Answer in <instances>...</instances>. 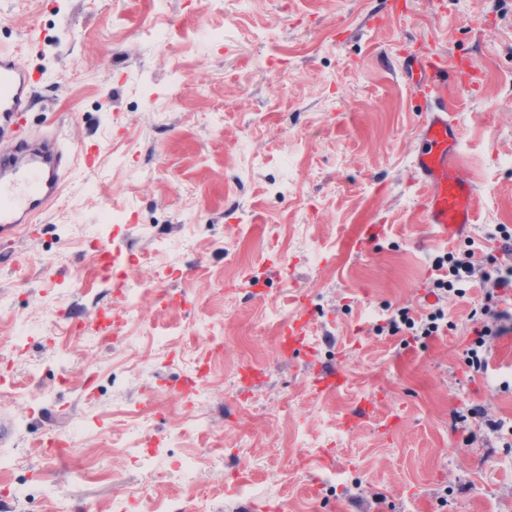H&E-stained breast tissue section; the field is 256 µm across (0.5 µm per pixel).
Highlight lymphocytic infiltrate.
<instances>
[{
	"instance_id": "f902f5d3",
	"label": "lymphocytic infiltrate",
	"mask_w": 512,
	"mask_h": 512,
	"mask_svg": "<svg viewBox=\"0 0 512 512\" xmlns=\"http://www.w3.org/2000/svg\"><path fill=\"white\" fill-rule=\"evenodd\" d=\"M490 240L499 242L498 254H487L484 262L474 259L473 250L457 254L446 253L433 263L439 275L433 278L430 292L435 298L427 314L413 318L409 309H401L387 321L389 334L409 331L416 337H428L448 326L442 303L449 296H464L469 288L480 286L485 290V301L473 310L471 321L481 323L473 345L468 350L467 364L474 371L487 368L488 339L512 330V309L504 308L505 293H512V233L505 227L495 226L489 232Z\"/></svg>"
}]
</instances>
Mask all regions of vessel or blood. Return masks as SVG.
<instances>
[{"mask_svg": "<svg viewBox=\"0 0 512 512\" xmlns=\"http://www.w3.org/2000/svg\"><path fill=\"white\" fill-rule=\"evenodd\" d=\"M404 74L426 108L417 129L413 167L430 192L423 205L426 223L446 236L464 235L476 223L480 195L472 170L461 156L462 132L457 119L461 93L468 91L479 69L473 61L447 59L426 50L405 52ZM32 73L14 53L0 49V237L24 224L59 198L65 178L77 167L91 169L92 154H79L57 137L32 139L23 131L31 107ZM348 382L343 366L322 370L315 382L324 395Z\"/></svg>", "mask_w": 512, "mask_h": 512, "instance_id": "vessel-or-blood-1", "label": "vessel or blood"}]
</instances>
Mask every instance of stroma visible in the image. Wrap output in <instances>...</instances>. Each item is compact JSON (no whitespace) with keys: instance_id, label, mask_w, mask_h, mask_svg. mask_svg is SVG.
Here are the masks:
<instances>
[{"instance_id":"35a3bbf8","label":"stroma","mask_w":512,"mask_h":512,"mask_svg":"<svg viewBox=\"0 0 512 512\" xmlns=\"http://www.w3.org/2000/svg\"><path fill=\"white\" fill-rule=\"evenodd\" d=\"M408 3L390 20V0H0V48L36 78L29 127L96 155L0 244V461L43 486L4 512H512V435L453 426L470 406L512 422V331L487 371L465 361L484 289L449 297L443 335L376 332L395 309L421 314L434 257L465 246L423 222L404 51L483 61L457 108L481 196L471 233L512 230V0ZM110 211L139 224L134 247ZM367 224L384 234L366 247ZM103 238L114 274L155 293L89 351L66 318L92 311ZM302 306L311 330L289 357L280 324ZM338 362L350 385L314 394ZM200 367L208 396L192 404L181 386ZM370 398L373 418L346 429ZM56 437L67 460L33 445Z\"/></svg>"}]
</instances>
